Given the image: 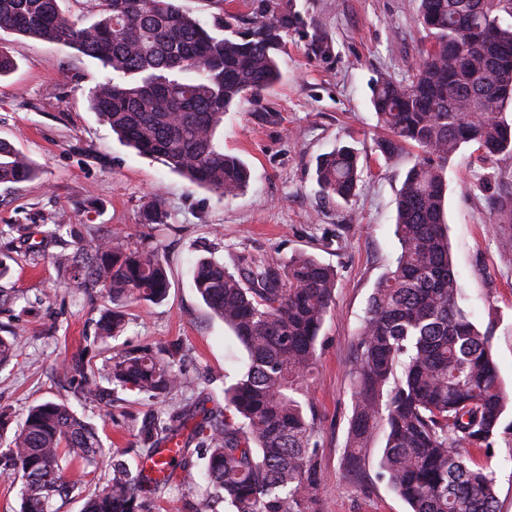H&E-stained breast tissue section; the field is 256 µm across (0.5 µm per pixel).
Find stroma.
<instances>
[{"mask_svg": "<svg viewBox=\"0 0 512 512\" xmlns=\"http://www.w3.org/2000/svg\"><path fill=\"white\" fill-rule=\"evenodd\" d=\"M306 20L290 32L280 57L282 79L224 117L225 152L241 157L251 178L246 191L226 199L191 185L162 161L121 144L92 110L91 88L106 72L95 60L31 38L0 31V49L18 62L0 79V140L40 168L37 179L0 184V245L21 224L60 216L65 227L33 261L0 249L9 269L0 287L12 307L0 310V328L22 331L27 342L0 368V444L24 422L29 408L65 402L97 432L106 453L129 470L150 450L138 431L168 420L174 409L222 413L224 389L239 378L244 351L192 285L197 260L234 266L250 253L280 261L314 255L337 272L331 312L318 340L308 402L320 441L318 512H407L378 475L383 434H375L358 468L346 459L353 413L354 353L360 322L379 279L392 266L397 193L407 162L385 163L378 143L386 136L370 100L377 79H409L423 31L418 0H292ZM325 43L326 51L315 48ZM348 144L367 168L351 201L322 197L316 160ZM445 213L455 270L480 325H493L492 353L500 378L512 388V252L499 240L512 235V156L486 161L477 145L463 146L447 167ZM160 201L165 223L146 224L142 212ZM118 230L158 250L167 262L169 288L158 303L132 300L123 332L100 340L99 321L112 300L105 288L61 281L51 256L71 247L72 232ZM164 346L173 354L180 385L165 398L121 388L111 378L117 351ZM83 361L95 373L101 397L78 394L67 372ZM190 442L186 463L159 487L139 493L136 512H199L203 488L186 479L204 460ZM491 473L500 512H512V414L489 449L474 451Z\"/></svg>", "mask_w": 512, "mask_h": 512, "instance_id": "1", "label": "stroma"}]
</instances>
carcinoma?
<instances>
[{"mask_svg":"<svg viewBox=\"0 0 512 512\" xmlns=\"http://www.w3.org/2000/svg\"><path fill=\"white\" fill-rule=\"evenodd\" d=\"M90 21L73 19L60 0H0V30L71 48L99 61L108 76L89 91L91 108L124 145L161 160L191 183L226 199L242 194L247 164L224 152V115L281 78L284 36L302 23L290 0H247L248 13H228L224 0L212 24L176 0H89ZM512 0H419L423 46L405 82L378 80L371 104L389 137L378 144L387 161L408 147L420 155L397 196L393 267L378 281L362 320L354 356L353 416L346 449L356 468L372 433L385 445L379 475L409 512H498L492 476L472 463L487 449L509 402L492 355L493 326L475 323L461 305L445 219L448 161L474 143L492 161L512 154ZM363 168L342 145L316 166L320 192L348 202ZM26 155L0 141V183L37 178ZM63 277L108 289L116 308L100 329L123 326L128 299L157 303L168 288L166 262L133 247L118 231L79 236L54 256ZM194 288L224 321L247 358L241 377L224 389L226 415L192 432L206 449L202 512H313L319 484V442L307 411L306 381L330 313L336 270L300 252L288 261L238 256L229 269L197 261ZM24 344L12 330L0 336V365ZM67 368L96 397V380L79 363ZM112 382L155 396L180 384L166 350L143 348L112 357ZM194 413L173 424H145L141 439L158 448L183 435ZM85 468L104 460L101 440L82 418L52 401L31 407L22 427L0 449V474L21 480L19 512H53L52 502L81 489L83 477L60 461ZM143 472L112 464V477L86 497L82 512H135Z\"/></svg>","mask_w":512,"mask_h":512,"instance_id":"obj_1","label":"carcinoma"}]
</instances>
